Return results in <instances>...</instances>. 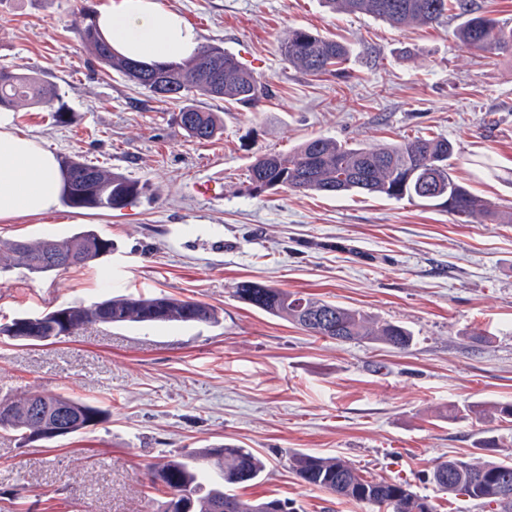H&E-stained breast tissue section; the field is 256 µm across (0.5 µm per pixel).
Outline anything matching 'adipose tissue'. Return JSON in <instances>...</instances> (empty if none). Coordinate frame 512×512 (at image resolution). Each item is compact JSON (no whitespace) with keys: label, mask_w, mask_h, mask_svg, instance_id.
<instances>
[{"label":"adipose tissue","mask_w":512,"mask_h":512,"mask_svg":"<svg viewBox=\"0 0 512 512\" xmlns=\"http://www.w3.org/2000/svg\"><path fill=\"white\" fill-rule=\"evenodd\" d=\"M103 38L121 55L147 63L193 56L195 29L159 0H106L95 17ZM52 152L20 132L12 113H0V220L37 217L50 211L60 190Z\"/></svg>","instance_id":"obj_1"}]
</instances>
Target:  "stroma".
Returning a JSON list of instances; mask_svg holds the SVG:
<instances>
[{
  "instance_id": "35a3bbf8",
  "label": "stroma",
  "mask_w": 512,
  "mask_h": 512,
  "mask_svg": "<svg viewBox=\"0 0 512 512\" xmlns=\"http://www.w3.org/2000/svg\"><path fill=\"white\" fill-rule=\"evenodd\" d=\"M105 0H0V67L43 79L62 97L55 124L27 102L16 127L54 153L144 184L120 211L57 202L40 218L0 220V248L90 226L112 251L59 276H0V323L116 295L163 293L215 307V324H92L29 345L0 335V396L32 390L95 401L108 418L81 434L21 447L0 433V512H160L146 470L209 444L253 449L262 479L248 500L295 512H373L301 482L288 456H340L377 477L408 481L437 512H499L447 496L435 463L512 455V224L463 223L442 208L380 195L284 189L253 195L255 155L312 137L378 146L426 135L455 148L453 174L492 208L512 212V52L469 49L456 19L401 30L321 0H160L202 43L223 46L267 83L258 107L199 94L219 134L189 139L177 105L102 69L78 37L81 14ZM309 27L350 49L342 69L314 77L281 43ZM242 280L315 296L399 322L414 341L340 343L239 301ZM479 402L481 416L452 418ZM497 446L484 448L485 438Z\"/></svg>"
}]
</instances>
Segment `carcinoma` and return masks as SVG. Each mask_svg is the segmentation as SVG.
<instances>
[{"label": "carcinoma", "mask_w": 512, "mask_h": 512, "mask_svg": "<svg viewBox=\"0 0 512 512\" xmlns=\"http://www.w3.org/2000/svg\"><path fill=\"white\" fill-rule=\"evenodd\" d=\"M338 12L366 14L402 29L412 24H437L449 14L462 17L457 38L484 52L491 45L500 52L512 49V26L479 10L474 0H325ZM81 39L106 68L118 71L162 103L179 102L199 91L214 99L241 106H255L268 95V84L235 54L215 44H202L196 54L181 62L139 63L116 52L99 34L94 20H82ZM288 64L311 75L336 72L347 60L348 46L303 27L288 30L282 41ZM27 100L50 115L54 122L67 120L64 104L46 91L39 78L0 69V107ZM177 122L185 135L202 142L221 129L215 113L191 105L179 108ZM454 147L442 136L416 137L382 147L349 145L316 137L282 153H265L248 166L250 193L259 195L283 188L307 193L359 192L395 200H421L448 210L460 221L481 214L497 223H512V213L490 208L452 175ZM65 203L75 208L120 211L144 191L136 181L101 170L75 159L62 162ZM15 265L27 273L45 277L63 273L112 252V240L92 228H80L64 240L43 239L13 245ZM233 295L272 316L289 319L312 336L338 342L382 343L404 351L412 343L411 332L398 322L375 325L360 311L309 296H295L257 281H241ZM217 311L195 300L164 294L122 296L90 305L70 303L40 314H26L0 324V335L35 342L68 336L89 324L216 323ZM10 415L0 420V430L22 446L47 441V415L63 420L59 440L78 434L106 420L108 413L95 402L60 394L30 392L20 398L4 397ZM288 467L304 483L339 497L373 506L380 512H435L426 496L411 490L402 480L366 476L339 456L298 452L288 457ZM264 461L249 448L221 444L194 448L153 464L148 469L151 487L162 486L170 494L161 512H290L278 498L245 500L235 488L260 480ZM433 484L450 495L494 503L499 512H512V459L470 462L448 459L433 467Z\"/></svg>", "instance_id": "carcinoma-1"}]
</instances>
